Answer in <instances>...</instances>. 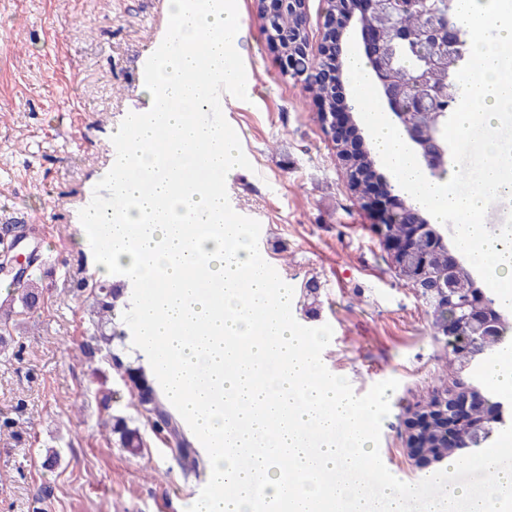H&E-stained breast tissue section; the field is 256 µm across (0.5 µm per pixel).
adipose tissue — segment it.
Instances as JSON below:
<instances>
[{"label": "adipose tissue", "mask_w": 512, "mask_h": 512, "mask_svg": "<svg viewBox=\"0 0 512 512\" xmlns=\"http://www.w3.org/2000/svg\"><path fill=\"white\" fill-rule=\"evenodd\" d=\"M459 11L475 34L479 68L452 133L484 131L490 160L474 188L461 194L452 176H427L387 113L367 111L366 121L400 189L433 223L457 217L480 274L501 304H512V227L480 219L488 197L512 200V145L493 134L512 116V0H460ZM489 25L495 36L487 40ZM168 27L179 49L159 56L145 80L165 107L137 113L110 172L123 209H91L83 222L103 231L100 278L120 271L145 293L132 339L166 403L199 439L215 488L194 512H255L248 487L256 481L267 512H396L410 487L389 484L378 504L360 479L370 464L364 418L378 415L380 404L357 407L343 380L320 378L317 339L299 333L288 314L291 290L256 274L251 246L224 210L235 143L223 128L192 117L208 98L187 76L208 69L237 77L225 50L239 36V18L229 0H168ZM201 377L209 382L202 391L195 386ZM497 453L489 447L468 460L491 475L479 494L456 487L432 512H455L460 503L467 512H512V472L499 469ZM285 457L286 471L279 466Z\"/></svg>", "instance_id": "obj_1"}]
</instances>
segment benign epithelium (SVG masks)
<instances>
[{"mask_svg": "<svg viewBox=\"0 0 512 512\" xmlns=\"http://www.w3.org/2000/svg\"><path fill=\"white\" fill-rule=\"evenodd\" d=\"M417 0H333L334 7L322 13L323 35L316 53L324 58V64L316 69L302 70L300 60L310 55L307 39L288 36V50L275 48L282 74L304 82L335 83L336 69L342 67L343 32H350L360 44L364 54L373 63L377 89L387 109L396 121H401L400 106L407 100L404 80L393 70L383 53L388 41H405V32L395 23L398 6L410 7ZM264 35H272L278 19L290 12L307 14V0H261ZM428 44L453 47L456 31L448 14L438 13L430 22ZM446 89H435L428 96L412 101L418 111L438 109V117L446 119ZM324 128L334 146L339 149L343 164L347 165L359 154H370L360 132L350 102L343 104L341 112H324ZM415 154L420 156L429 171L448 165V143L441 135L433 134L419 121L403 127ZM370 191L363 197L365 208L375 213L378 223L375 231L379 242L391 260L399 276L414 283L418 297L431 308L454 305L456 283L461 276L462 265L454 258L441 235L422 214H411L412 230L407 236L392 235L387 225L392 223L402 200L389 195L388 183H369ZM465 319L475 333L481 336L496 334L500 318L487 303L484 292L470 288L463 304ZM485 404L482 392L475 385H464V390L440 395L436 405L427 409L415 407L405 418V451L408 459L417 467H427L438 461L428 451L430 431L439 427L443 433L456 430L460 422L470 418L475 407Z\"/></svg>", "mask_w": 512, "mask_h": 512, "instance_id": "obj_1", "label": "benign epithelium"}]
</instances>
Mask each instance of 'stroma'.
Segmentation results:
<instances>
[{"instance_id": "35a3bbf8", "label": "stroma", "mask_w": 512, "mask_h": 512, "mask_svg": "<svg viewBox=\"0 0 512 512\" xmlns=\"http://www.w3.org/2000/svg\"><path fill=\"white\" fill-rule=\"evenodd\" d=\"M252 2L233 0L234 54L253 92L224 102V133L247 160L227 190L263 224L262 253L279 280L317 287L292 318L322 335V376L343 377L355 401L381 403L365 421L375 464L416 486L403 418L448 383L445 339L349 190L318 102L269 53ZM166 29L165 0H0V214L26 233L20 250L54 253L38 314L0 350V420L10 422L0 429V512H189L206 483L154 436L151 415L113 372L103 385L145 446L132 455L107 443L103 385L77 348L91 325L75 285L96 274L95 234L80 215L113 166L126 114L149 102L139 62Z\"/></svg>"}]
</instances>
